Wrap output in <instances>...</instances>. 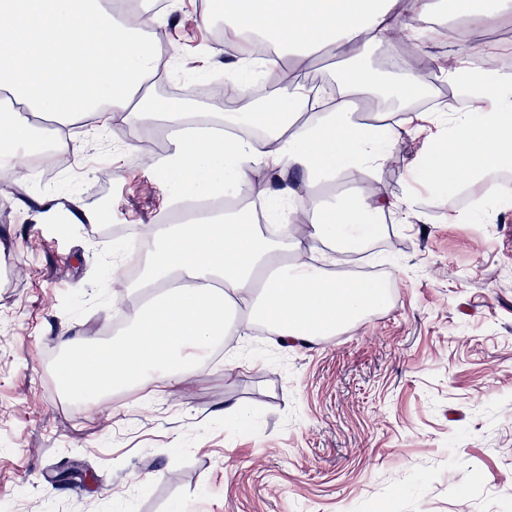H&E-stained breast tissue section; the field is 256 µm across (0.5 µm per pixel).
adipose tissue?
Wrapping results in <instances>:
<instances>
[{
    "label": "adipose tissue",
    "instance_id": "obj_1",
    "mask_svg": "<svg viewBox=\"0 0 512 512\" xmlns=\"http://www.w3.org/2000/svg\"><path fill=\"white\" fill-rule=\"evenodd\" d=\"M154 4L139 0L131 12L102 0H0V90L10 96L0 108V160L27 164L22 110L63 125L91 118L92 134L111 131L117 150L151 128L171 145L163 168L178 189L165 210L186 216L148 223L152 248L136 258L145 302L114 344L67 360L71 394L175 387L207 369L225 337L257 325L287 350L357 326L386 300L371 281L331 275L336 251L370 239L373 216L415 217V181L463 189L512 167V71L491 77L476 67L464 32L438 27L437 0H224L225 43L253 36L274 46L260 54L242 47L228 63L239 97L224 113L154 98L158 58L146 36L161 22ZM463 14L468 28L494 30L512 23V0H465ZM405 36L422 50L447 42L433 63L461 105L387 107L390 95L416 98L423 80L408 63L387 79L364 60ZM287 55L350 68L327 86L256 102L252 73ZM117 114L124 125L114 131ZM408 137L422 140L403 163L410 182L375 194ZM260 169L267 179L258 188ZM299 212L305 222L291 230Z\"/></svg>",
    "mask_w": 512,
    "mask_h": 512
}]
</instances>
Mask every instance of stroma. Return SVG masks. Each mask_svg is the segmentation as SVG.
<instances>
[{
  "instance_id": "1",
  "label": "stroma",
  "mask_w": 512,
  "mask_h": 512,
  "mask_svg": "<svg viewBox=\"0 0 512 512\" xmlns=\"http://www.w3.org/2000/svg\"><path fill=\"white\" fill-rule=\"evenodd\" d=\"M182 0L163 29L180 71L224 37ZM66 132L74 166L39 216L0 180V512H512V204L449 223L460 194L418 185L430 223L382 224L359 267L388 270L390 301L353 330L292 350L252 332L163 393L83 411L48 363L58 339L110 344L134 290L113 294V228L161 216L172 182L134 153ZM108 208L75 224L78 208ZM237 404L241 423H224ZM81 465L82 477L62 478Z\"/></svg>"
}]
</instances>
